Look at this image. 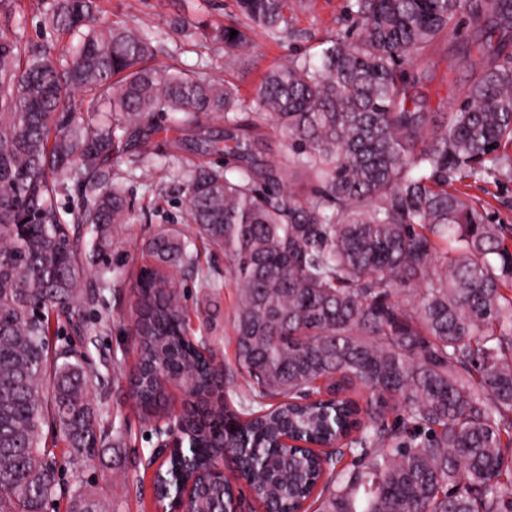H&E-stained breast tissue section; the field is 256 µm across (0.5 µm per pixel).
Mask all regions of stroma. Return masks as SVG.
<instances>
[{
  "label": "stroma",
  "mask_w": 512,
  "mask_h": 512,
  "mask_svg": "<svg viewBox=\"0 0 512 512\" xmlns=\"http://www.w3.org/2000/svg\"><path fill=\"white\" fill-rule=\"evenodd\" d=\"M51 0H27L24 14H0V25L19 28L23 42L60 48L66 39L43 24V14ZM104 22L134 24L159 48L157 63L200 66L212 76L237 85L244 98H251L265 70L292 54L318 59L328 36L344 32L350 25L346 0H308L300 9L288 12V32L273 40L257 35L249 65L241 66L232 57L212 49L198 48L174 33L171 19L180 17L190 24L230 21L233 0H97ZM512 52V23L494 21L481 27L463 22L439 38L423 59L406 65L414 79L412 88L420 111L444 112L461 104L469 87L488 64L502 61ZM155 130L147 147H135V154L151 151L164 159L154 178L130 179L127 163L115 164L113 173L124 177L125 188L138 214L136 223L125 224L112 233V258L123 264L124 280L105 290L101 305L85 308L90 324V340H74L76 351L88 352L89 361L105 374L104 388L91 392L89 399L102 424L105 439L81 467L65 468L64 480L71 485L95 487L110 500L116 512H156L147 494L153 469L145 461L156 445L151 426L139 414L124 379L136 362L130 334V311L134 300V277L139 268L151 264L144 248L146 240L162 226L183 228L186 218V183L183 151L173 143L182 131L165 115L154 119ZM466 192L474 205L484 207L490 220L512 229V181L502 185L470 183ZM200 263L213 269L215 287L199 284L195 271L181 266L175 273L184 291L188 324L194 336L206 337L217 365L227 369L235 362L233 313L236 292L226 269L228 262L219 252L201 251Z\"/></svg>",
  "instance_id": "35a3bbf8"
}]
</instances>
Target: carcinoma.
Here are the masks:
<instances>
[{
	"label": "carcinoma",
	"mask_w": 512,
	"mask_h": 512,
	"mask_svg": "<svg viewBox=\"0 0 512 512\" xmlns=\"http://www.w3.org/2000/svg\"><path fill=\"white\" fill-rule=\"evenodd\" d=\"M232 25L188 32L246 64L250 33L286 31L293 0H236ZM354 30L267 71L244 112L237 87L193 68L151 65L136 27L107 24L95 0H53L46 23L78 37L34 48L0 27V512H112L59 477L43 427L82 463L101 441L88 400L104 384L70 344L50 348V315L89 328L74 238L95 234L101 284L112 228L135 214L111 164L160 113L182 129L224 116V132L190 148L185 229L162 228L136 274L137 353L129 391L144 418L186 434L167 462L199 485L192 512H224L232 485L208 481L223 457L265 512H512V245L457 185L512 180V64L485 67L450 112H413L400 67L459 19H512V0H349ZM238 31L230 37V30ZM289 165L259 158L262 128ZM89 193L65 220L57 197ZM231 262L236 356L224 393L203 340L186 335L171 269H210L189 246ZM180 385L183 411L168 391ZM361 386V405L327 398ZM330 444L322 455L279 436Z\"/></svg>",
	"instance_id": "1"
}]
</instances>
